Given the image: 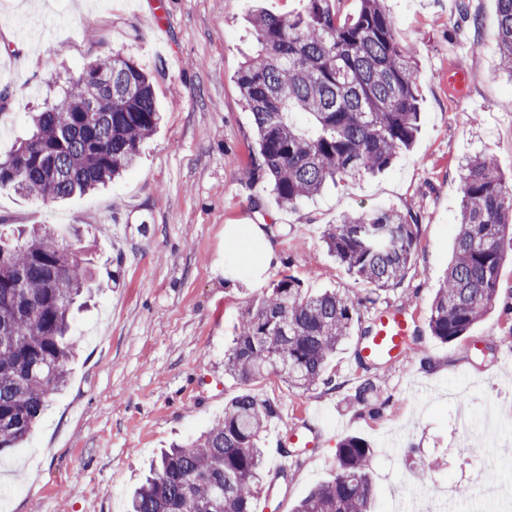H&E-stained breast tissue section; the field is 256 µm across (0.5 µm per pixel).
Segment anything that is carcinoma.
<instances>
[{
  "label": "carcinoma",
  "mask_w": 512,
  "mask_h": 512,
  "mask_svg": "<svg viewBox=\"0 0 512 512\" xmlns=\"http://www.w3.org/2000/svg\"><path fill=\"white\" fill-rule=\"evenodd\" d=\"M305 2L288 16L252 15L257 49L235 75L256 137L244 179L288 209L329 181L387 169L415 142L421 112L416 50L397 41L385 0H359L357 13L343 20L337 0ZM494 44L498 70L512 79V0H496ZM87 73L105 76L93 95ZM300 115L311 128L299 124ZM31 119V138L0 162V189L54 200L84 195L132 167L159 112L150 76L114 51L84 66ZM460 191L453 258L428 316L431 335L443 343L465 336L500 301V269L512 254V180L496 158L467 157ZM412 220L391 207L348 213L325 226L322 243L372 291L395 288L417 252ZM82 254L47 224L18 232L0 224V453L28 439L67 382L79 347L70 310L99 286ZM377 301L340 290L310 294L291 275L274 281L241 315L224 357V372L243 390L202 434L160 454L127 512H253L263 433L278 417L253 384L274 374L290 388H340L327 364L360 324V308ZM371 459L362 438L342 440L334 478L295 512H370Z\"/></svg>",
  "instance_id": "carcinoma-1"
}]
</instances>
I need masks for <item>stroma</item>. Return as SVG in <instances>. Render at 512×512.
<instances>
[{
  "instance_id": "obj_1",
  "label": "stroma",
  "mask_w": 512,
  "mask_h": 512,
  "mask_svg": "<svg viewBox=\"0 0 512 512\" xmlns=\"http://www.w3.org/2000/svg\"><path fill=\"white\" fill-rule=\"evenodd\" d=\"M287 15L300 0H40L34 10L0 0V161L33 130L43 110L97 57L122 51L151 76L160 123L137 164L107 187L55 202L0 189V218L51 224L62 237L80 229L101 288L75 314L80 353L66 388L22 447L0 454V512H126L151 460L193 439L223 415L241 390L224 356L246 307L280 275L317 293L369 289L323 247L321 232L349 212L386 206L417 213L418 249L404 281L380 292L376 310L417 316L410 356L365 366L361 331L337 350L327 372L339 390L289 388L270 376L255 383L279 411L263 435L265 456L253 512H292L332 479L336 448L349 436L373 451V512H414L424 491L413 470L453 483L452 500L430 512H512L481 497V469L497 470L512 491V312L495 307L466 336L443 343L427 317L453 255L460 164L479 151L512 174V81L500 76L491 44L495 0H470L473 23L456 28V0H387L399 40L417 50L421 127L411 150L383 173L327 185L291 210L241 179L254 150V125L234 75L255 49L254 4ZM461 59L465 91L448 87ZM228 224H274L278 253L261 282L232 288L216 262ZM377 394L355 402L360 381ZM316 432L315 445L287 448L289 427Z\"/></svg>"
}]
</instances>
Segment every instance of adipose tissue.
I'll use <instances>...</instances> for the list:
<instances>
[{"label":"adipose tissue","mask_w":512,"mask_h":512,"mask_svg":"<svg viewBox=\"0 0 512 512\" xmlns=\"http://www.w3.org/2000/svg\"><path fill=\"white\" fill-rule=\"evenodd\" d=\"M225 255L236 266L224 273L225 279L236 281L248 278L261 281L268 268L276 262L277 254L265 240L264 230L258 224H228L224 227Z\"/></svg>","instance_id":"obj_1"}]
</instances>
